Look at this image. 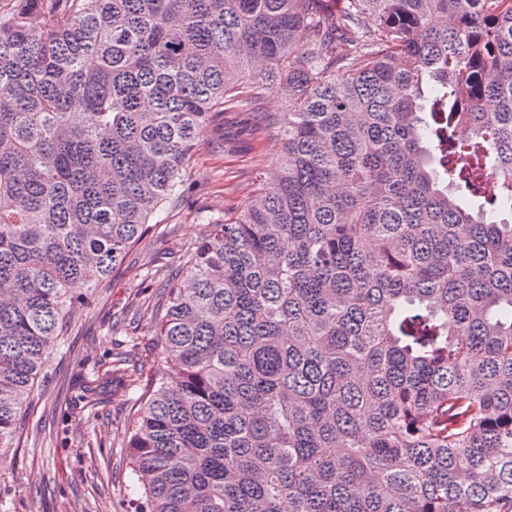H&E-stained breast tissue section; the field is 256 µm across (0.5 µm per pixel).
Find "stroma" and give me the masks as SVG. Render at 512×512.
Listing matches in <instances>:
<instances>
[{"label": "stroma", "mask_w": 512, "mask_h": 512, "mask_svg": "<svg viewBox=\"0 0 512 512\" xmlns=\"http://www.w3.org/2000/svg\"><path fill=\"white\" fill-rule=\"evenodd\" d=\"M240 118L225 113L223 128L204 133L185 169L187 201L165 210L160 224L88 291L64 348L51 351L38 397L20 417V445L0 456V498L12 512H133L126 441L137 408L130 392L155 376L178 377L148 330L151 311L165 285L189 287L186 265L209 231L201 215L223 222L225 212L269 186L265 173L282 154L273 128L245 149ZM114 364L120 373L97 405L85 406L79 394L87 379Z\"/></svg>", "instance_id": "stroma-1"}]
</instances>
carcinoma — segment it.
Masks as SVG:
<instances>
[{"instance_id":"obj_1","label":"carcinoma","mask_w":512,"mask_h":512,"mask_svg":"<svg viewBox=\"0 0 512 512\" xmlns=\"http://www.w3.org/2000/svg\"><path fill=\"white\" fill-rule=\"evenodd\" d=\"M0 13V456L49 355L184 197L213 118L283 155L150 317L138 512H512V0H13ZM440 85L423 119L424 87ZM288 80L285 78L281 84L274 88L264 89L261 98L258 101V107L261 112L278 114L285 112L288 107V98L290 95Z\"/></svg>"}]
</instances>
